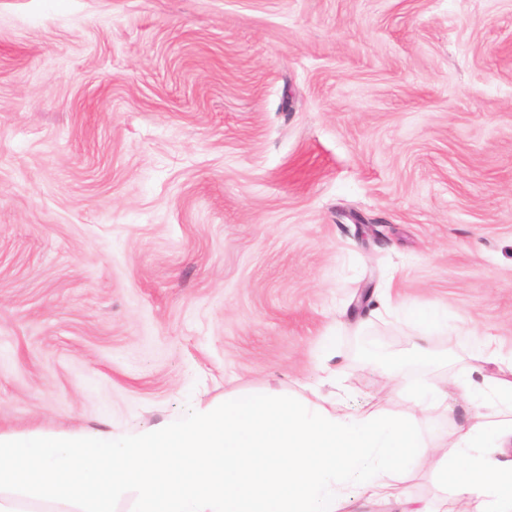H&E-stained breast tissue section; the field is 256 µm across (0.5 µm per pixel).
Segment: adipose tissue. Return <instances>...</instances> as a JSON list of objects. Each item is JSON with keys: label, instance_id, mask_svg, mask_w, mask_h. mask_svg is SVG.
<instances>
[{"label": "adipose tissue", "instance_id": "obj_1", "mask_svg": "<svg viewBox=\"0 0 512 512\" xmlns=\"http://www.w3.org/2000/svg\"><path fill=\"white\" fill-rule=\"evenodd\" d=\"M386 390L413 397L407 415L356 414L308 388L301 402L246 394L223 410L196 405L134 436L87 432L0 437V512L53 499L72 512H337L342 495L400 506L402 476L419 458L457 503L512 512V460L490 449L512 439V378L452 376L444 384L388 375ZM458 392L476 411L454 450L419 425Z\"/></svg>", "mask_w": 512, "mask_h": 512}]
</instances>
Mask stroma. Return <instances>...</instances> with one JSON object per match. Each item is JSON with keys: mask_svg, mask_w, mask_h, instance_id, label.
<instances>
[{"mask_svg": "<svg viewBox=\"0 0 512 512\" xmlns=\"http://www.w3.org/2000/svg\"><path fill=\"white\" fill-rule=\"evenodd\" d=\"M486 336L512 357V0H0V435L402 411L374 360L439 382ZM413 321L425 332H443L448 333V315L437 309H428L424 311H414L409 308H401Z\"/></svg>", "mask_w": 512, "mask_h": 512, "instance_id": "obj_1", "label": "stroma"}]
</instances>
